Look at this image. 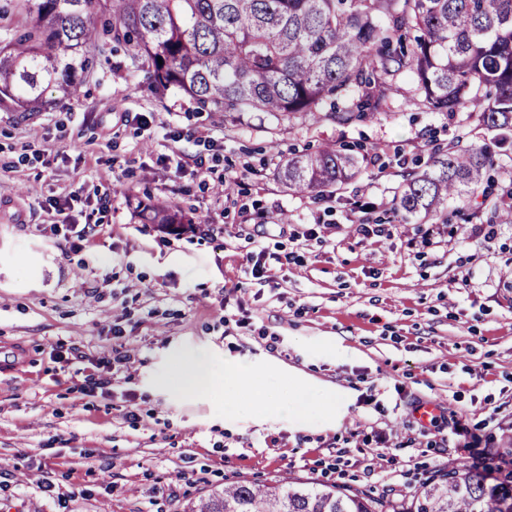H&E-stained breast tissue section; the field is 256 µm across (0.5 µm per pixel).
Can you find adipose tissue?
<instances>
[{
    "label": "adipose tissue",
    "mask_w": 512,
    "mask_h": 512,
    "mask_svg": "<svg viewBox=\"0 0 512 512\" xmlns=\"http://www.w3.org/2000/svg\"><path fill=\"white\" fill-rule=\"evenodd\" d=\"M158 384L175 396L188 394H224L225 398L262 400L251 367L229 360L224 364L223 375H216L206 354L192 353L177 357L169 377L159 379Z\"/></svg>",
    "instance_id": "1"
}]
</instances>
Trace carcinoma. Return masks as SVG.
Instances as JSON below:
<instances>
[{"mask_svg":"<svg viewBox=\"0 0 512 512\" xmlns=\"http://www.w3.org/2000/svg\"><path fill=\"white\" fill-rule=\"evenodd\" d=\"M35 17L0 45V106L25 116L73 96L77 79L117 46L156 92L176 89L206 112H266L350 123L379 108L389 81L409 76L431 112L491 97L483 123L500 138L435 151L393 199L403 219L440 217L478 196L512 136V0H34ZM57 93L54 98L47 92ZM345 98L350 107L339 109ZM358 174L335 146L293 154L277 178L322 196ZM147 224H189L163 201L140 204ZM384 499L343 486L238 481L188 512H383ZM397 512H512V467L490 486L468 467L425 479Z\"/></svg>","mask_w":512,"mask_h":512,"instance_id":"cac0c4a2","label":"carcinoma"}]
</instances>
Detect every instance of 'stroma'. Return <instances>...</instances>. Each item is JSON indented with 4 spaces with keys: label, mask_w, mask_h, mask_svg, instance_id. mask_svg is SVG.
Here are the masks:
<instances>
[{
    "label": "stroma",
    "mask_w": 512,
    "mask_h": 512,
    "mask_svg": "<svg viewBox=\"0 0 512 512\" xmlns=\"http://www.w3.org/2000/svg\"><path fill=\"white\" fill-rule=\"evenodd\" d=\"M126 65L122 48L101 58L33 116L0 108V512H183L286 478L407 501L470 462L464 437L415 420L423 403L511 453L512 145L447 219L392 209L434 150L493 140L479 108L427 111L400 77L376 114L286 124L157 96ZM327 143L357 157L356 179L286 192L279 162ZM150 197L192 223H144ZM199 350L218 374L250 363L280 404L292 368L314 380L307 403L325 388L352 402L330 428L308 407L148 392L173 352Z\"/></svg>",
    "instance_id": "1"
}]
</instances>
